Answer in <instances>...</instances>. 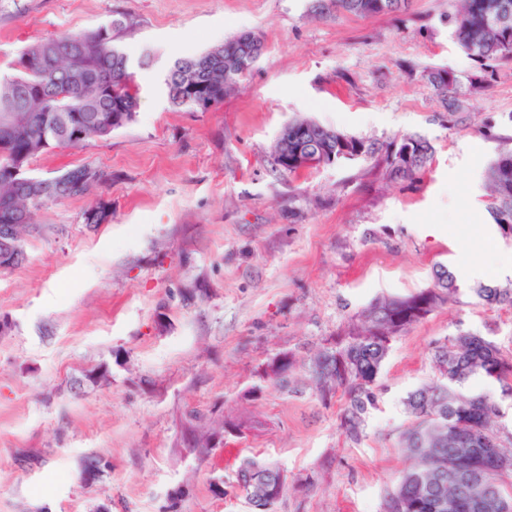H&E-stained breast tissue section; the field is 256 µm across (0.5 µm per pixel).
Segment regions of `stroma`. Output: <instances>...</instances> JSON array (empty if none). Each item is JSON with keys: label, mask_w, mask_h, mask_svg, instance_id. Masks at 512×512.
<instances>
[{"label": "stroma", "mask_w": 512, "mask_h": 512, "mask_svg": "<svg viewBox=\"0 0 512 512\" xmlns=\"http://www.w3.org/2000/svg\"><path fill=\"white\" fill-rule=\"evenodd\" d=\"M314 0H0V71L34 40L127 15L116 41L140 87L134 122L35 158L52 177L90 165L112 181L42 208L25 262L0 270V512H254L236 473L248 458L286 482L269 512H384L404 468L408 393L439 381L436 343L469 332L512 358V236L489 209L483 172L512 150V60L482 70L460 51L449 0L402 15H324ZM266 46L209 112L173 107L174 62L240 32ZM456 79L440 101L423 73ZM307 116L384 147L420 134L434 147L414 182L371 163L276 171L282 125ZM112 218L95 227V200ZM457 292L397 336L358 440L339 428L312 360L382 297L434 284ZM295 363L285 381L265 372ZM109 379L96 381L98 371ZM512 438V396L471 378ZM223 422L205 456L186 449L190 414ZM96 458L103 472H84ZM223 479L224 494L211 484Z\"/></svg>", "instance_id": "obj_1"}]
</instances>
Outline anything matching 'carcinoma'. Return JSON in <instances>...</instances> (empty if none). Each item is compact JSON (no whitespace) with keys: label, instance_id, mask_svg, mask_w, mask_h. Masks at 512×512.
<instances>
[{"label":"carcinoma","instance_id":"cac0c4a2","mask_svg":"<svg viewBox=\"0 0 512 512\" xmlns=\"http://www.w3.org/2000/svg\"><path fill=\"white\" fill-rule=\"evenodd\" d=\"M459 14L448 21L462 52L484 69L490 62L512 59V22L491 25L490 14L512 15V0H461ZM318 9H336L355 16L399 15L407 12L411 0H317ZM126 28L123 14L98 28L81 34L39 39L25 48L15 63L16 73L0 76V233L11 226L18 237L35 223L43 207L60 200L83 196L91 187L79 180L82 167L62 172L66 186L50 197L32 201L23 185L15 182L10 169L26 166L36 157L60 146H71L66 117L80 114L86 121L85 140L112 135L98 125L103 112L123 108L132 122L139 104L138 86L128 55L114 45V37ZM254 36L242 32L207 51L177 61L165 85L169 102L194 108L192 93L181 75L193 73L198 84L209 85L210 77L224 76L234 68L224 93L231 92L248 72L237 66L246 42ZM83 64V79H70L71 61ZM426 78L442 102L454 93L450 72L430 69ZM288 127L290 152L335 154L346 161L343 148L361 145L364 161L374 162L392 182H411L430 165L433 146L421 135L402 139L397 149L387 148L383 156L369 140L349 135L310 118L293 119ZM484 180L490 189L489 209L505 235H512V151L499 154L486 168ZM453 275L444 267L434 271L431 288L396 298L377 299L362 312L361 324L349 329L335 345L313 361H326L331 376L315 377L316 387L327 397L337 391L346 396L340 428L356 440L363 431L364 416L374 403L372 386L379 377L393 339L441 307L456 293ZM478 297L487 304L512 302V293L481 287ZM434 365L448 366L443 382L410 392L406 405L413 417L405 430L402 447L407 460L400 481L390 494L384 512H501L478 506L474 488L494 489L495 499L512 507V447L504 448L491 428L498 416L494 402L483 395H466L462 388L476 375L498 382L512 392V360L497 346L472 333L448 338L434 346ZM257 473L278 472V468L255 460L244 462L237 482L247 483L248 468Z\"/></svg>","mask_w":512,"mask_h":512}]
</instances>
